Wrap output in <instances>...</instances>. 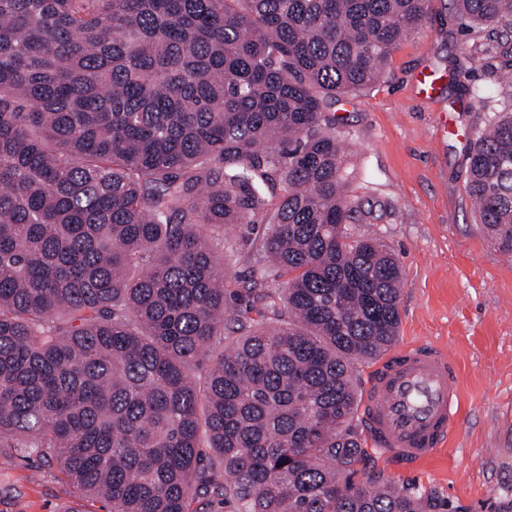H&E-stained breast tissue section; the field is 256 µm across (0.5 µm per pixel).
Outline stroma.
Instances as JSON below:
<instances>
[{"label": "stroma", "mask_w": 512, "mask_h": 512, "mask_svg": "<svg viewBox=\"0 0 512 512\" xmlns=\"http://www.w3.org/2000/svg\"><path fill=\"white\" fill-rule=\"evenodd\" d=\"M499 40L466 27L448 0H430L383 76L334 107L355 166L349 194L369 212L350 231L380 237L402 266L396 343L447 348L459 369L458 425L447 445L410 470L369 450L354 479L384 475L433 493L450 512H512V254L485 236L464 191L467 144L507 101ZM474 56L484 65L471 64ZM433 67L450 76L434 101L416 87L417 74ZM0 512L105 510L79 498L55 464L5 448Z\"/></svg>", "instance_id": "stroma-1"}]
</instances>
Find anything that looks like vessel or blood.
Here are the masks:
<instances>
[{
  "label": "vessel or blood",
  "mask_w": 512,
  "mask_h": 512,
  "mask_svg": "<svg viewBox=\"0 0 512 512\" xmlns=\"http://www.w3.org/2000/svg\"><path fill=\"white\" fill-rule=\"evenodd\" d=\"M458 399L452 353L432 344L401 348L379 364L368 383L363 431L386 464L414 468L449 441Z\"/></svg>",
  "instance_id": "obj_1"
}]
</instances>
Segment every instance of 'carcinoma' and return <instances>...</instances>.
Returning a JSON list of instances; mask_svg holds the SVG:
<instances>
[{"instance_id": "cac0c4a2", "label": "carcinoma", "mask_w": 512, "mask_h": 512, "mask_svg": "<svg viewBox=\"0 0 512 512\" xmlns=\"http://www.w3.org/2000/svg\"><path fill=\"white\" fill-rule=\"evenodd\" d=\"M428 2L0 0L1 448L107 512L448 510L352 481L353 369L395 342L403 272L349 232L371 211L330 111ZM450 3L497 31L512 88V0ZM466 159L511 254L512 110ZM235 227L242 280L212 241Z\"/></svg>"}]
</instances>
